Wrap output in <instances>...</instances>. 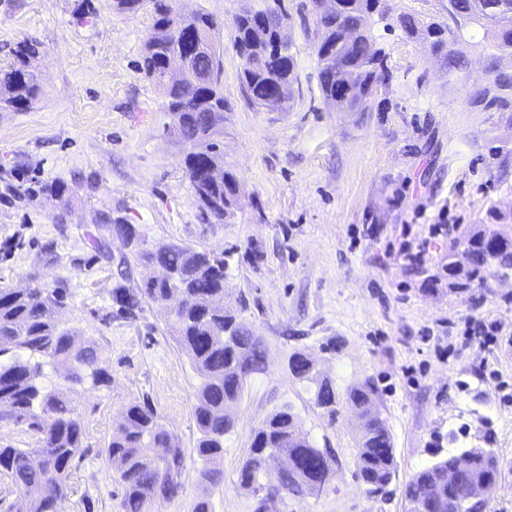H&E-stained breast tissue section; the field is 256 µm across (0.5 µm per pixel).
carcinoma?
<instances>
[{"instance_id":"carcinoma-1","label":"carcinoma","mask_w":512,"mask_h":512,"mask_svg":"<svg viewBox=\"0 0 512 512\" xmlns=\"http://www.w3.org/2000/svg\"><path fill=\"white\" fill-rule=\"evenodd\" d=\"M153 24L142 52L140 70L145 78L161 83L166 61L175 51L176 28L204 42L205 49L190 61L188 75L169 84L168 104L174 129L190 146L184 168L197 206L220 222L233 213L239 190L234 174L224 169V93L221 89L223 50L215 41L217 19L210 13L177 14L172 0H150ZM318 0H309L314 18V50L318 82L325 102H335L344 112H367L378 90L388 84L386 55L377 47L373 33L376 20L387 17L386 0H335L336 10L322 12ZM282 0L250 5L233 20V49L242 61L241 82L247 100L256 108L283 84L295 79V59L280 42ZM410 37L423 36L443 55L448 72L463 64L459 44L464 32L479 26L493 46L512 55V0H448V23L418 26L409 16L397 18ZM37 45L21 41L13 50L14 61L0 68V106L24 110L39 97L40 84L28 68ZM491 79L474 92V99L488 112H512V73L498 68V56L488 63ZM346 95L338 98L340 89ZM221 170V179L210 169ZM135 259L176 273L166 280L147 281L136 288L118 283L112 302L127 318L136 317L144 303L163 304L178 291L181 305L170 312L173 338L191 361L200 383L194 393L193 416L198 428L196 454L203 487L218 485L224 478V435L236 423L235 407L247 380L263 370L266 351L252 335L224 311V254L196 250L177 243L152 250H136ZM495 273L492 267L474 266L468 276L452 283L466 289ZM66 289L34 285L24 289L0 288V427L24 426L37 437L34 448H0V473L18 490L15 512H65L69 471L83 448L79 416L63 392V385L89 377L100 383L106 372L93 342L59 328L56 312L65 305ZM50 366L62 386L44 384V367ZM290 372L315 384V405L329 420L336 418V392L332 384L316 377L311 358L300 351L288 358ZM369 385L354 386L350 402L366 418L362 425L355 467L366 492H382L395 473L390 435L383 422L371 415ZM469 457L468 466L453 484L437 482L436 471L455 467L456 457ZM287 457L293 468L269 493L299 495L312 485L323 486L330 474L331 451L318 448L300 432L297 417L288 407L267 416L252 430L250 454L239 469V483L264 489L263 471ZM111 475L123 486V512H150L160 499L173 500L182 493L181 476L186 467L183 449L160 422L148 402L126 407L121 421L105 447ZM498 475V466L486 467L485 450L462 448L422 469L408 483L405 496L414 512H446L448 500L462 512H490L489 507L467 499L474 481Z\"/></svg>"}]
</instances>
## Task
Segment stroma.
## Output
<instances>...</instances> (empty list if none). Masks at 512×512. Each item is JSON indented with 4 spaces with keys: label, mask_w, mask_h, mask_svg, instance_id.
Listing matches in <instances>:
<instances>
[{
    "label": "stroma",
    "mask_w": 512,
    "mask_h": 512,
    "mask_svg": "<svg viewBox=\"0 0 512 512\" xmlns=\"http://www.w3.org/2000/svg\"><path fill=\"white\" fill-rule=\"evenodd\" d=\"M246 0H179L216 16L224 46V167L240 186L232 217L205 219L194 202L185 147L161 87L138 67L150 8L115 12L112 0H0V67L26 40L42 92L22 112L0 111V288L44 284L67 291L57 320L93 341L107 372L68 385L84 431L65 512H121L122 488L102 454L129 405L150 401L186 457L183 493L153 512H190L208 492L214 512H406V484L452 450L495 449L501 476L492 512H512V277L449 288V248L470 230L512 214V112H485L472 93L490 76L480 27L460 45L463 79L446 76L430 43L374 33L392 79L372 111L339 112L319 92L311 16L283 0L296 80L287 111L249 105L231 22ZM68 188L61 206L48 188ZM37 187L34 195L26 187ZM134 225L139 243L177 242L223 253L225 307L264 342L265 372L252 375L224 437V478L203 490L193 394L200 378L173 340L164 307L117 317L112 289L159 275L101 216ZM111 258L98 256L90 236ZM427 248L412 264L404 248ZM499 324L491 346L481 325ZM333 342L335 351H322ZM296 351L336 390L335 420L311 384L288 369ZM369 383L390 433L392 483L368 494L354 465L350 387ZM332 451L328 482L301 496H265L238 472L251 433L281 405Z\"/></svg>",
    "instance_id": "35a3bbf8"
}]
</instances>
